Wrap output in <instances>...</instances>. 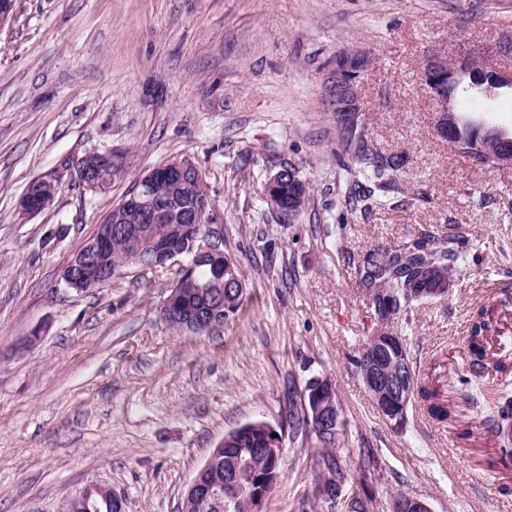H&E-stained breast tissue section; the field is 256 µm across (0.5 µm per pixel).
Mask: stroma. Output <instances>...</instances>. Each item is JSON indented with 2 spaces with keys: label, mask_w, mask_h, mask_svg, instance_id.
Instances as JSON below:
<instances>
[{
  "label": "stroma",
  "mask_w": 512,
  "mask_h": 512,
  "mask_svg": "<svg viewBox=\"0 0 512 512\" xmlns=\"http://www.w3.org/2000/svg\"><path fill=\"white\" fill-rule=\"evenodd\" d=\"M512 37V0H16L0 28V512H62L85 488H112L125 512H179L224 435L263 421L283 435L282 474L261 512H389L403 493L432 512H512V464L488 409L512 386V169L459 154L434 131L421 79L427 55L495 54ZM366 53V137L407 154L402 195L369 213L342 207L329 62ZM117 153L110 187L77 173L87 153ZM189 157L239 265L244 310L206 335L161 308L181 269L128 266L92 292L62 273L147 170ZM293 163L309 187L283 222L261 189ZM56 185L38 213L19 201ZM422 233L465 242L447 299L414 306L401 336L419 382L448 409L414 401L393 430L353 364L377 326L357 270L367 254ZM495 327L473 375L469 318ZM315 375L332 380L345 420L336 502L315 496L321 448L289 407Z\"/></svg>",
  "instance_id": "obj_1"
}]
</instances>
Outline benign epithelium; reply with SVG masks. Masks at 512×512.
I'll list each match as a JSON object with an SVG mask.
<instances>
[{
  "instance_id": "obj_1",
  "label": "benign epithelium",
  "mask_w": 512,
  "mask_h": 512,
  "mask_svg": "<svg viewBox=\"0 0 512 512\" xmlns=\"http://www.w3.org/2000/svg\"><path fill=\"white\" fill-rule=\"evenodd\" d=\"M474 60L469 53L461 54L453 64L439 54L429 56L422 68V79L431 89L436 101L435 130L445 137L453 132L452 98L448 96V77L461 74H473ZM367 65V58L357 51H343L336 54L328 70V78H337L336 86L325 84L327 110L336 113V124L346 125L359 116L363 105L359 94L361 72ZM488 162L496 168H512V137H506L488 149L482 150ZM84 159L92 160L101 167V180L98 188H105L112 182L108 175V156L90 153ZM194 178L196 187L203 186V176L198 167L189 158L168 161L147 173L139 182V191L123 200L103 219L97 227L98 241L112 243L117 238H128L137 248H146L153 255L152 266L164 267L166 264L184 254L196 260L202 255L222 256L220 246L211 240L210 225L216 223L215 216L208 212V204L191 218H182L176 223L177 212L169 206L165 194L166 186L172 180L183 181ZM287 182L285 171L281 168L271 172L263 183V197L274 209L281 208L283 197H288V208L284 212L293 216L302 208L306 200V190L294 186V192L285 195ZM55 186L48 180L40 179L33 189L27 191L20 201L21 209L26 214L39 212L54 195ZM221 271L216 287L224 288V281H236L235 295L243 293L240 278H233V267L236 263L227 259ZM188 265L181 267L182 277L172 289L165 301L162 312L168 322H175L183 330L195 331L208 318V309L187 307L186 299L189 288L193 287L192 275L187 273ZM118 273L103 264L99 250L95 249L77 264L70 261L63 271V279L70 287L76 282L84 281L98 286ZM378 299L372 303L377 328L367 337L364 363L358 369L361 382L370 395L378 413L398 432L404 430L408 423L407 407L412 400L413 362L406 359L404 344L395 330V318L401 316L404 306L392 299L390 290L377 293ZM304 415L310 430L325 437L335 433L336 413L339 408L336 402V391L332 382L321 376L308 380L303 390ZM265 437L264 447L257 452L270 459H276L282 452V435L263 424ZM224 452V462L228 463L230 476L224 482L213 481L202 483L193 479L189 484L182 501L180 512H188L195 508H203L206 512H260V507L268 494L266 487L251 483L241 486L237 483V470L242 460L233 448H223L218 444L212 450L201 471L210 469L219 452ZM390 512H431L427 502L420 498L400 495L391 500Z\"/></svg>"
}]
</instances>
